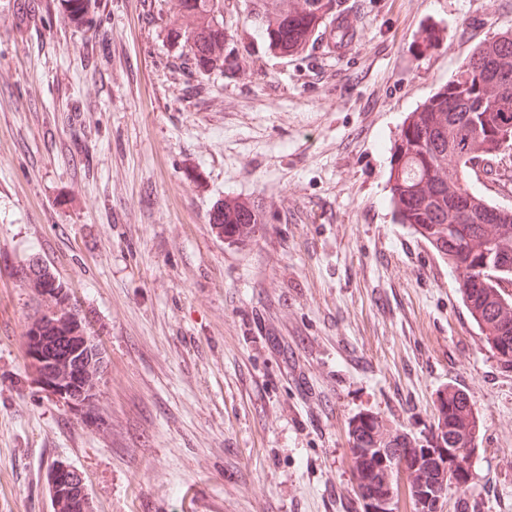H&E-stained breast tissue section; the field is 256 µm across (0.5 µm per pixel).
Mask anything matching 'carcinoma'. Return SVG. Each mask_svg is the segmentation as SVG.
<instances>
[{"label": "carcinoma", "mask_w": 512, "mask_h": 512, "mask_svg": "<svg viewBox=\"0 0 512 512\" xmlns=\"http://www.w3.org/2000/svg\"><path fill=\"white\" fill-rule=\"evenodd\" d=\"M226 0H177V14L165 26L166 39L180 46L181 66L200 72L235 75L236 50L260 37L282 54L304 51L331 30L345 14V0H249L250 26L235 35L224 28ZM512 71V30L479 45L448 85L434 93L404 123L390 174L391 204L399 223L425 239L456 275L463 305L496 357L512 363V275L501 270L512 262V209L488 200L471 186L481 162L496 165L512 154V81L498 75ZM497 212L493 227L495 253L484 255L469 242L484 233L482 216ZM262 208L221 203L210 223L229 239L247 236L262 223ZM483 277L475 278L472 270ZM23 286L35 300L23 333L27 363L42 389L92 419L98 387L107 368L103 348L92 326L53 270L37 257L20 268ZM476 424L470 396L443 394L437 405L436 435L418 444L391 435L371 414L350 426L349 454L354 493L362 512L375 502L396 504L399 472L408 481L416 512H433L438 498L453 488L454 478L471 468L461 463L475 454ZM54 512H91L84 488L71 472L54 465L47 474Z\"/></svg>", "instance_id": "obj_1"}]
</instances>
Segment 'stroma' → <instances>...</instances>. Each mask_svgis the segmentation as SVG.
<instances>
[{"label": "stroma", "mask_w": 512, "mask_h": 512, "mask_svg": "<svg viewBox=\"0 0 512 512\" xmlns=\"http://www.w3.org/2000/svg\"><path fill=\"white\" fill-rule=\"evenodd\" d=\"M347 2L344 53L254 40L228 79L179 70L177 0H0V512H53L57 462L94 512H361L351 422L428 438L451 389L480 432L441 512H512V364L388 184L404 119L512 0ZM230 198L264 212L238 241L209 222ZM32 256L105 350L101 425L27 367Z\"/></svg>", "instance_id": "35a3bbf8"}]
</instances>
